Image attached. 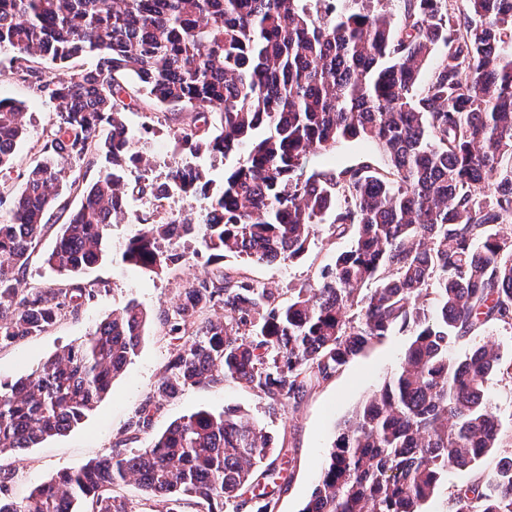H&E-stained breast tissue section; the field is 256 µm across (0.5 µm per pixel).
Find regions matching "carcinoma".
<instances>
[{
  "mask_svg": "<svg viewBox=\"0 0 512 512\" xmlns=\"http://www.w3.org/2000/svg\"><path fill=\"white\" fill-rule=\"evenodd\" d=\"M0 48L55 115L22 190L0 191L10 205L0 222V347L78 315L92 296L80 284L17 288L66 166L104 161L97 180L76 187L81 207L46 258L60 273L99 261L128 193L156 195L124 120L130 104L165 122L192 112L179 152L250 148L197 220L138 216L143 228L124 244V262L159 273L184 260L174 244L194 238L216 265L181 291L166 322L183 344L129 427H147L181 389L219 379L285 407L397 327L411 336L403 362L344 423L302 512H421L448 466L469 468L501 447L484 400L493 346L462 360L449 349L489 321L512 327V0H0ZM88 56L94 67L66 80L32 66ZM25 131L23 105L0 99V172ZM347 138L375 143L387 169L304 173L308 154ZM203 179L196 166L173 169L167 195L191 199ZM331 211L355 243L288 302L222 266L228 256H301ZM217 305L224 319L202 318ZM147 323L129 303L80 344L0 383V457L78 424ZM273 449L239 411H198L147 448L60 472L23 506L0 498V512H78V501L85 512H131L114 492L131 479L156 512H180L187 499L275 512L285 481L266 462ZM448 512H512V457L449 496Z\"/></svg>",
  "mask_w": 512,
  "mask_h": 512,
  "instance_id": "obj_1",
  "label": "carcinoma"
}]
</instances>
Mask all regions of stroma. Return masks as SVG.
<instances>
[{
    "mask_svg": "<svg viewBox=\"0 0 512 512\" xmlns=\"http://www.w3.org/2000/svg\"><path fill=\"white\" fill-rule=\"evenodd\" d=\"M11 57V52L0 50V98L24 102L27 128L16 148L14 165L6 176L7 188L15 193L23 187L29 169L41 160V148L53 128L54 115L45 102L33 98L27 83L11 75ZM125 119L132 133L141 137L143 151L151 161L157 179H164L171 165L183 162V155L176 150L174 132L191 124L192 113L178 114L175 119L156 125L149 133L144 130L148 122L144 112L128 110ZM362 165L381 170L386 168L387 159L374 145L348 139L328 150L310 153L305 169L311 172L335 166ZM207 206L208 200L204 197L191 201L172 197L162 207L156 206L149 197H131L128 202L131 216L110 225L101 259L73 278L86 288L94 289V298L83 306L78 316H63L45 332L0 349V382H10L31 373L64 346L82 342L101 320L129 302L138 303L149 317L136 354L96 408L68 431L0 461L6 472L4 483L0 484V497L23 504L36 487L50 481L59 471L79 468L116 448L131 453L148 447L171 422L194 412L237 408L263 426L277 447L288 451L291 463L284 471L288 487L278 501L276 512H302L329 461L340 427L399 368L410 338L399 331L391 332L382 341L369 345L329 380L309 389L300 401L287 406L271 408L269 399L263 394L240 383L221 380L186 387L163 400L153 411L149 427L138 433L131 432L128 428L130 420L166 376L179 346L178 340L168 333L166 318L175 310L182 288L204 276L208 266L204 256L194 255V245L190 242L185 245L190 259L158 274L124 263L121 247L139 230L132 220L133 214L152 212L162 221L170 214L197 213ZM58 230V225L48 226L35 244L20 283L21 289L61 288L73 280L46 263L47 255L56 244ZM354 239L353 230L339 231L325 219L314 226L308 248L299 258L268 263L243 262L228 257L224 264L238 269L254 283L278 289L284 294L315 286L319 271L333 263L338 253L350 249ZM484 343L493 345L501 367L486 385V404L503 436L510 437L512 327L496 322L481 325L472 334L459 339L449 354L459 359ZM507 456H512V446L506 444L490 449L476 467H449L442 474L433 496L423 504V512H446L448 498L453 492L476 482Z\"/></svg>",
    "mask_w": 512,
    "mask_h": 512,
    "instance_id": "stroma-1",
    "label": "stroma"
}]
</instances>
